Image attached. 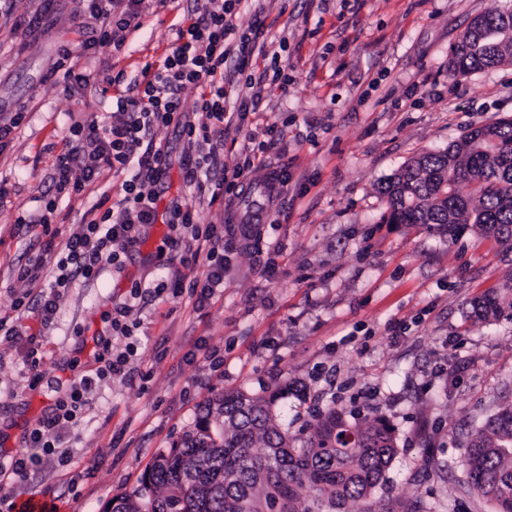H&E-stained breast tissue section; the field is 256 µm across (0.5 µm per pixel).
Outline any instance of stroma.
<instances>
[{
    "mask_svg": "<svg viewBox=\"0 0 512 512\" xmlns=\"http://www.w3.org/2000/svg\"><path fill=\"white\" fill-rule=\"evenodd\" d=\"M512 0H242L239 22L265 20L263 38L288 80L258 86L259 106L224 137L234 164L249 137H273L268 169L291 179L270 207L259 241L233 250L224 288L203 308L183 293L138 314L139 376L97 380L60 448L32 447L26 433L74 379L95 377L103 315L134 284L163 277L156 249L169 228L147 229L123 269L64 292L50 325L15 309L14 269L32 236L17 217L44 210L49 176L71 127L112 121L116 99L175 37L193 0H143L142 25L121 48L86 49L106 19L74 0H12L0 18V120L16 126L0 147V315L21 334L0 343V456L23 458L26 476L0 483V512L42 497L63 512H105L137 491L155 456L194 430L209 400L241 391L271 396L297 382L304 398L276 401L290 433H304L329 406L384 418L397 454L371 502L404 512H495L464 482V442L512 402V262L476 226L455 235L422 224H386L380 187L412 157L446 149L469 127L512 116V62L449 77L448 58L477 16ZM89 83L74 87L67 70ZM263 171L250 198L225 206L196 200L202 223L236 224L264 196ZM124 170L58 202L50 226L66 240L91 220L102 192L121 197ZM273 271H265L266 260ZM493 297L500 310L483 317ZM224 358L211 367L205 348Z\"/></svg>",
    "mask_w": 512,
    "mask_h": 512,
    "instance_id": "1",
    "label": "stroma"
}]
</instances>
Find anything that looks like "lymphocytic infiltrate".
Listing matches in <instances>:
<instances>
[{"mask_svg": "<svg viewBox=\"0 0 512 512\" xmlns=\"http://www.w3.org/2000/svg\"><path fill=\"white\" fill-rule=\"evenodd\" d=\"M241 0H202L195 5V16L179 27L168 53L155 64L145 65L140 82L132 86V94L119 97V117L110 123L86 120L74 131L56 157L50 188L54 197L45 206L46 213L32 224L25 219L16 222L21 234L32 233L41 225L37 243L42 253L56 256L57 274L48 290L39 291L32 307L43 321H51L58 306L60 291L94 278L102 262L121 266L123 257L140 245L144 228L157 219V202L166 189L169 161L162 147L156 146L154 134L167 128L178 130L189 148L180 157V168L186 186L206 193L211 203H223L225 196L247 195L251 185L247 176L251 169L263 165L268 141L245 146L234 167L222 161L224 134L229 126H243L256 108L253 93H231L224 85V65L233 62L237 72L245 73L253 62L264 61L258 77L247 76L246 85L255 81L278 82L283 73L277 60L267 57L259 43L263 22L253 17L236 25L233 18ZM200 88V108L207 123L190 121L183 109L181 92L186 87ZM129 170L121 184V198L116 208L107 209L101 217L84 224L71 234L64 247H57L48 226L50 215L63 196L80 194L86 185L97 181L105 169ZM264 210L250 211L240 224L201 225L192 199L173 200L168 208L170 232L157 248L156 257L166 275L156 288H132L117 316L110 321L114 341L104 346L107 356L101 377L127 378L132 374L129 358L134 351L133 332L121 319L149 299L164 293H179L185 277L180 267L189 262H202L201 292L198 303L208 302L224 285V254L229 247H249L256 226L262 224ZM95 382L83 378L72 382L67 397L59 399L52 411L33 428L28 439L32 447L52 450L61 430L77 423L87 396Z\"/></svg>", "mask_w": 512, "mask_h": 512, "instance_id": "1", "label": "lymphocytic infiltrate"}]
</instances>
